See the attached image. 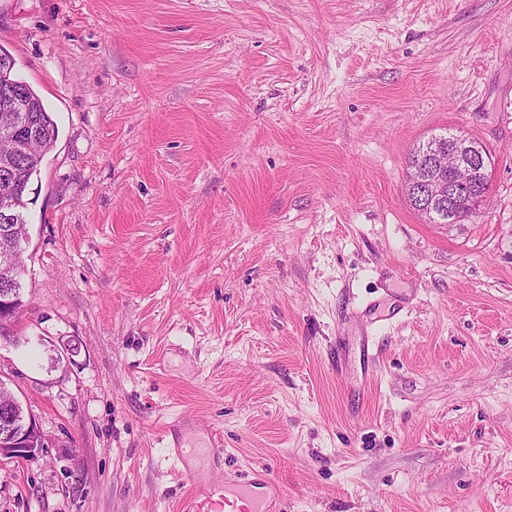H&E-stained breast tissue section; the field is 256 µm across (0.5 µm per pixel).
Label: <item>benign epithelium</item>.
<instances>
[{
	"label": "benign epithelium",
	"instance_id": "7a95c632",
	"mask_svg": "<svg viewBox=\"0 0 512 512\" xmlns=\"http://www.w3.org/2000/svg\"><path fill=\"white\" fill-rule=\"evenodd\" d=\"M26 104L18 99H7L0 106V138L9 149L0 155V169H14L18 157L29 150L38 135L27 116ZM433 167L438 175L428 179H414L413 186L423 192L435 204H445L458 193L470 195L474 213L482 212L489 190L482 183L489 163L484 146L464 141V150H431ZM6 189H0V223H19V213L14 209V193L20 190L15 179L5 181ZM23 251V245L0 248V272L8 271L10 281H15L20 269L14 267V253ZM18 291L0 290V342L13 341V327L20 314ZM7 400L0 405V464L25 462L36 458L45 448V437L31 415L25 411L7 383L0 379V392Z\"/></svg>",
	"mask_w": 512,
	"mask_h": 512
}]
</instances>
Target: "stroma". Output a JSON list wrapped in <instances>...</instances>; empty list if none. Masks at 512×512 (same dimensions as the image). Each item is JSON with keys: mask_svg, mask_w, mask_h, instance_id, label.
I'll list each match as a JSON object with an SVG mask.
<instances>
[{"mask_svg": "<svg viewBox=\"0 0 512 512\" xmlns=\"http://www.w3.org/2000/svg\"><path fill=\"white\" fill-rule=\"evenodd\" d=\"M0 49L58 127L0 512H176L179 418L280 512H512V0H0ZM448 130L492 155L451 227L405 190ZM7 400L0 402V464L25 462L35 459L45 447V437L35 419L0 377V392Z\"/></svg>", "mask_w": 512, "mask_h": 512, "instance_id": "stroma-1", "label": "stroma"}]
</instances>
